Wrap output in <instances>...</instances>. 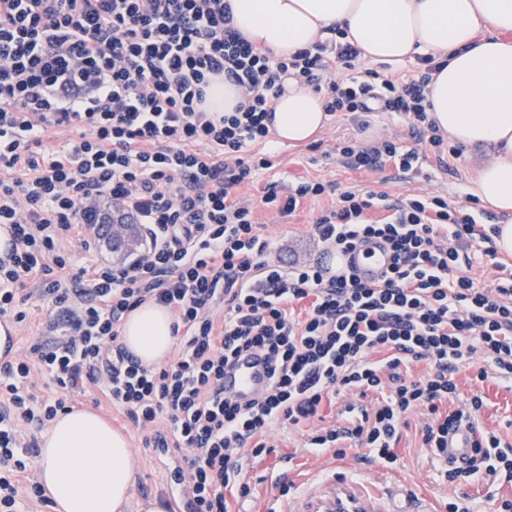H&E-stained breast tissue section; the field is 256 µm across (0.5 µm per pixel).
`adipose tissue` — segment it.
Instances as JSON below:
<instances>
[{
  "mask_svg": "<svg viewBox=\"0 0 512 512\" xmlns=\"http://www.w3.org/2000/svg\"><path fill=\"white\" fill-rule=\"evenodd\" d=\"M235 27L283 57L312 47L330 28L368 62L443 59L428 87L430 116L468 150L493 148L473 189L507 215L496 248L512 253V0H230ZM322 95L288 84L274 102L279 143H306L326 125ZM173 319L147 302L123 319L121 339L144 365L173 349ZM38 478L56 512H127L134 473L126 435L94 410L70 407L42 435Z\"/></svg>",
  "mask_w": 512,
  "mask_h": 512,
  "instance_id": "ef3b65f1",
  "label": "adipose tissue"
}]
</instances>
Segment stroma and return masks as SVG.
Returning a JSON list of instances; mask_svg holds the SVG:
<instances>
[{
	"label": "stroma",
	"instance_id": "1",
	"mask_svg": "<svg viewBox=\"0 0 512 512\" xmlns=\"http://www.w3.org/2000/svg\"><path fill=\"white\" fill-rule=\"evenodd\" d=\"M407 126L385 112L369 116L367 126H360L348 117L328 121L315 140L302 145H280L270 140L260 144L261 152L270 155V169L257 172L252 179L236 189L238 197L256 202L258 232L269 240L266 259L269 264L284 267L312 263L325 250L314 232V224L332 204L331 198L304 200L294 213L282 215L261 205L263 191L268 184L279 189L300 180H317L338 189L366 192L383 190L395 197L408 194H440L457 205L467 203V196L477 171L488 158V150L462 152L459 159L440 167L429 155L430 148L417 142L416 148L425 160L418 172L405 177H384L380 172L351 170L341 166L336 157L337 144L347 138L370 142L378 138H406ZM476 367L461 369L456 375L459 401L470 399L473 394H483L485 404L476 419L480 426L499 431L506 440H512V390L493 380L477 381ZM345 392L336 399L335 408H327L320 419L310 423L308 429L276 426L271 442L275 451L263 464L250 470L246 478L257 484L259 495L239 503L240 512H266L275 506L277 512H293L299 498L310 496L314 501L329 498H350L369 503L374 512H390L401 499H409L412 512H442L452 489L444 476V469L420 448L415 429L425 422L423 413L410 416V427L403 433L398 445L400 462L396 467H382L367 450L348 451L345 458L335 459L305 448L308 431L339 426L336 408L351 401ZM68 405H85L104 417L114 428L126 433L133 452L135 505L129 512H138L139 502L163 498L170 488V470L175 461L160 457L143 448L138 428L110 405L98 387L85 393L69 395ZM292 483V498L279 494L277 481Z\"/></svg>",
	"mask_w": 512,
	"mask_h": 512
}]
</instances>
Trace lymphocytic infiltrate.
I'll return each mask as SVG.
<instances>
[{
  "instance_id": "1",
  "label": "lymphocytic infiltrate",
  "mask_w": 512,
  "mask_h": 512,
  "mask_svg": "<svg viewBox=\"0 0 512 512\" xmlns=\"http://www.w3.org/2000/svg\"><path fill=\"white\" fill-rule=\"evenodd\" d=\"M417 72L395 77L363 66L343 31L292 57L253 45L232 25L228 0H0V316L23 322L18 302L32 291L50 311L27 354L0 363V512L45 489L17 450L37 452L39 436L65 409V394L100 387L142 431L145 447L177 456L170 482L188 512H234L254 495L245 466L272 451L269 431L318 416L324 400L357 392L344 426L313 433L308 445L342 459L364 447L396 463L408 415L426 410L421 446L449 482L475 476L512 482V442L477 426L481 395L455 404V375L480 362L479 380L512 381V273L496 288L464 274L470 243H491L478 197L458 209L441 195L391 198L345 190L314 231L329 248L378 240L393 253L373 283L328 277L319 264L290 270L266 263L269 243L255 208L235 189L270 158L265 142L275 100L288 82L311 88L328 116L388 112L428 142L439 164L458 158L430 116L427 88L440 63L416 57ZM225 79L242 99L231 112L206 108L212 82ZM63 149L45 150L60 133ZM343 167L397 174L420 156L393 139L344 140ZM300 181L263 204L293 213L325 195ZM384 210L378 220L371 209ZM104 224H139L145 249L135 259L99 260ZM91 260L72 268L67 242ZM309 302L304 317L293 304ZM147 302L166 308L179 340L176 359L148 367L120 340L125 315ZM261 354L268 389L240 404L224 394V370ZM426 375H408L414 361ZM59 394H38L35 375ZM475 427L471 467L449 464L448 431Z\"/></svg>"
}]
</instances>
